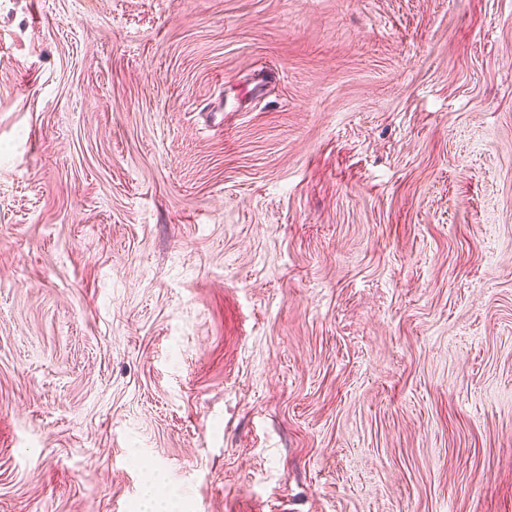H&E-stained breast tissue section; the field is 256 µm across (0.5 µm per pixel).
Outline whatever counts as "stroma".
<instances>
[{
	"mask_svg": "<svg viewBox=\"0 0 512 512\" xmlns=\"http://www.w3.org/2000/svg\"><path fill=\"white\" fill-rule=\"evenodd\" d=\"M512 512V0H0V512Z\"/></svg>",
	"mask_w": 512,
	"mask_h": 512,
	"instance_id": "stroma-1",
	"label": "stroma"
}]
</instances>
